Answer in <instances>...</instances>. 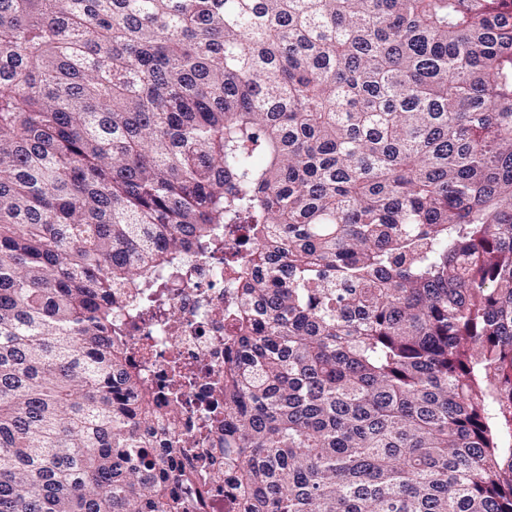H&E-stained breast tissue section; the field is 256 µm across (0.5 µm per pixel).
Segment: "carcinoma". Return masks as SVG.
I'll return each mask as SVG.
<instances>
[{
  "label": "carcinoma",
  "mask_w": 512,
  "mask_h": 512,
  "mask_svg": "<svg viewBox=\"0 0 512 512\" xmlns=\"http://www.w3.org/2000/svg\"><path fill=\"white\" fill-rule=\"evenodd\" d=\"M233 229L210 482L512 512V0H0V512L195 508L120 315ZM224 250L237 266L242 268L252 266V248L240 238V235L227 237Z\"/></svg>",
  "instance_id": "1"
}]
</instances>
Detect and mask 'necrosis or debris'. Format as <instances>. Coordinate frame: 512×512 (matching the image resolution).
I'll return each instance as SVG.
<instances>
[{"label": "necrosis or debris", "instance_id": "obj_1", "mask_svg": "<svg viewBox=\"0 0 512 512\" xmlns=\"http://www.w3.org/2000/svg\"><path fill=\"white\" fill-rule=\"evenodd\" d=\"M184 263L188 280L171 282L165 311L147 321L128 316L124 323L134 358L158 394L167 390L171 357H179L188 369L200 372L175 432L188 443L187 462L204 474L224 467L223 452L210 448L197 431L206 424L215 432L224 430L219 382L224 377V339L233 333L224 311L233 302L235 282L224 264L192 255Z\"/></svg>", "mask_w": 512, "mask_h": 512}]
</instances>
